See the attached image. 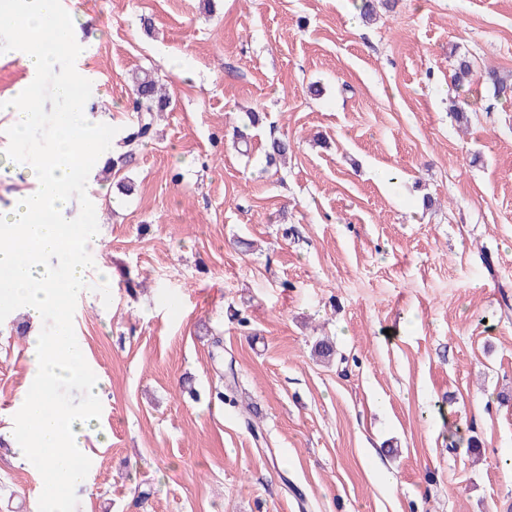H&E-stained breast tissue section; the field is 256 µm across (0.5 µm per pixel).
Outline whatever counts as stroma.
I'll list each match as a JSON object with an SVG mask.
<instances>
[{"label": "stroma", "instance_id": "35a3bbf8", "mask_svg": "<svg viewBox=\"0 0 512 512\" xmlns=\"http://www.w3.org/2000/svg\"><path fill=\"white\" fill-rule=\"evenodd\" d=\"M373 3L367 23L352 0H71L85 52L0 149L50 147L76 65L115 153L132 71L174 106L122 171L131 194L73 195L112 275L89 269L69 314L106 433L69 512H512V96L453 80L463 55L512 72V0ZM247 111L263 122L244 154ZM284 137L287 163L267 165ZM11 318L7 439L27 372ZM230 373L238 402L214 401ZM1 485L0 512H44L41 476L5 446Z\"/></svg>", "mask_w": 512, "mask_h": 512}]
</instances>
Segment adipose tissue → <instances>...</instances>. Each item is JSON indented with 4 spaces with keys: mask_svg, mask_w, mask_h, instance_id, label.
<instances>
[{
    "mask_svg": "<svg viewBox=\"0 0 512 512\" xmlns=\"http://www.w3.org/2000/svg\"><path fill=\"white\" fill-rule=\"evenodd\" d=\"M16 34L14 52L26 71L13 94L0 97V118L14 141L35 128L41 113L33 105L43 75L71 56L73 24L58 18L57 0H0V34ZM66 110L56 122L50 150L37 157L13 154L5 165L25 186L0 206V310L22 313L29 322L27 384L13 405V459L43 478L51 501L62 505L87 483L88 448L96 439L98 383L86 365L85 349L68 322L72 299L86 293L87 258L100 253L95 217L75 218L74 190L107 159L100 149L103 127L88 103L80 73L70 72L55 89ZM53 315L57 326L44 333ZM83 391L76 406L59 402L61 385Z\"/></svg>",
    "mask_w": 512,
    "mask_h": 512,
    "instance_id": "1",
    "label": "adipose tissue"
}]
</instances>
